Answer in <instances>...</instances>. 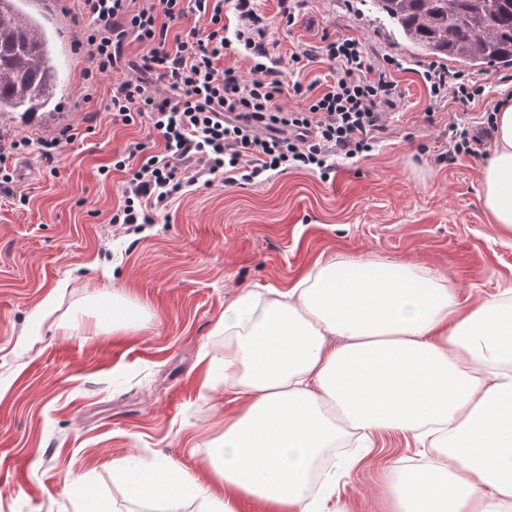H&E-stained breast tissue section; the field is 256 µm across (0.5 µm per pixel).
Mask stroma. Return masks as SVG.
Here are the masks:
<instances>
[{"instance_id":"35a3bbf8","label":"stroma","mask_w":512,"mask_h":512,"mask_svg":"<svg viewBox=\"0 0 512 512\" xmlns=\"http://www.w3.org/2000/svg\"><path fill=\"white\" fill-rule=\"evenodd\" d=\"M259 9L283 52L344 36L371 62L402 63L385 138L370 156L335 160L325 176L291 170L262 184L192 190L166 219L128 231L109 222L125 175L99 169L149 129L113 124L100 95L84 101L81 24L67 0H46L39 21L64 75L58 107L14 116L0 138L95 131L62 149L56 175L36 152L16 158L12 188L28 192L26 206L0 192V512H83L88 493L109 512H198L193 498H133L128 478L167 459L208 482L207 450L234 404L231 386L208 383L199 356L206 344L223 349L214 326L242 291L293 284L331 255L422 267L454 283L466 306L512 289V234L490 223L481 196L491 141L444 159L453 125L512 99V69L448 63L484 84V96L434 103L422 78L434 58L413 52L360 0H304L291 26L280 21L279 0H259ZM115 292L145 308L147 327L92 335L96 296ZM52 295L56 310L42 318ZM419 457L409 437H377L338 493L358 512H382L388 466Z\"/></svg>"}]
</instances>
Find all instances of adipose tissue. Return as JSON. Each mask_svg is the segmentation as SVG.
Returning <instances> with one entry per match:
<instances>
[{
  "label": "adipose tissue",
  "instance_id": "1",
  "mask_svg": "<svg viewBox=\"0 0 512 512\" xmlns=\"http://www.w3.org/2000/svg\"><path fill=\"white\" fill-rule=\"evenodd\" d=\"M481 169L484 208L512 233V104L494 117ZM147 317L112 298L96 335H128ZM224 355L209 373L235 412L209 448L220 492L161 461L140 497H195L201 512H352L336 492L347 457L314 465L351 432L431 440L423 465L393 466L386 512H512V299L464 307L448 279L409 264L330 256L274 298L241 293L216 323Z\"/></svg>",
  "mask_w": 512,
  "mask_h": 512
}]
</instances>
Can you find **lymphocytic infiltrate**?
<instances>
[{"label":"lymphocytic infiltrate","instance_id":"obj_1","mask_svg":"<svg viewBox=\"0 0 512 512\" xmlns=\"http://www.w3.org/2000/svg\"><path fill=\"white\" fill-rule=\"evenodd\" d=\"M72 6L85 22L78 40L83 73L109 83L104 111L116 123H147L157 136L151 145L129 142L100 169L127 175L114 224L155 223L197 185L262 183L275 172L324 171L330 158L361 157L378 143L396 106L398 63H371L359 42L343 37L282 55L256 0H72ZM228 8L241 22L230 37ZM188 14L203 27L175 30ZM133 43L142 49L135 58L128 55ZM239 47L252 61L246 75L223 65ZM322 61L331 65L325 91L309 96L297 82L293 93L307 104L281 105L284 68ZM423 79L434 102L451 96L470 103L485 92L443 68H428ZM82 136L68 127L49 138L1 144L0 185L12 183L15 156L33 149L50 165Z\"/></svg>","mask_w":512,"mask_h":512}]
</instances>
